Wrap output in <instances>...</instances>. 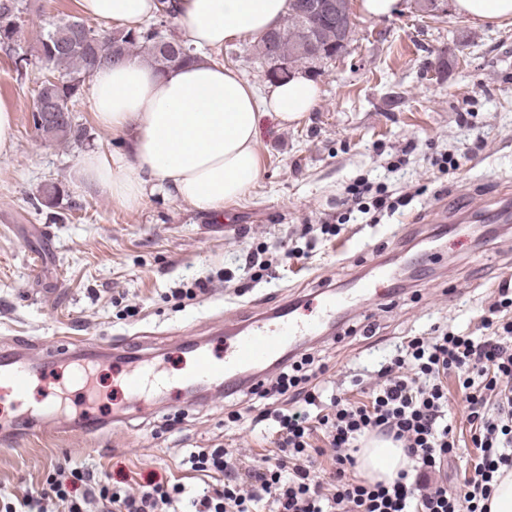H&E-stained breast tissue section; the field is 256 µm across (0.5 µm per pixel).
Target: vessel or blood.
<instances>
[{"mask_svg": "<svg viewBox=\"0 0 512 512\" xmlns=\"http://www.w3.org/2000/svg\"><path fill=\"white\" fill-rule=\"evenodd\" d=\"M388 273L377 269L371 276L356 279L350 288L324 289L304 299L287 302L247 320H228L213 333L212 346L196 341L184 345V352L193 357V367L182 374L180 384L184 394L191 395L209 387L228 394L242 387L259 385L274 366L283 362L292 350L307 338L321 335L327 324L342 309L381 296L388 297L385 288ZM80 363L70 371L73 387L84 392L82 409L74 418L75 429L90 432L105 424L118 425L125 413L103 417L94 410V395L90 391L89 369L112 363L124 369V385L128 403L141 408L148 393L163 388L159 370L146 363L143 355L129 352L123 345L103 349L82 345L78 348ZM49 361L25 362L18 353H0V381L7 383L17 399H24L35 375L45 372ZM62 403L58 396L43 397L30 411L32 426L60 422Z\"/></svg>", "mask_w": 512, "mask_h": 512, "instance_id": "1", "label": "vessel or blood"}]
</instances>
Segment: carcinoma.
I'll list each match as a JSON object with an SVG mask.
<instances>
[{
  "label": "carcinoma",
  "instance_id": "obj_1",
  "mask_svg": "<svg viewBox=\"0 0 512 512\" xmlns=\"http://www.w3.org/2000/svg\"><path fill=\"white\" fill-rule=\"evenodd\" d=\"M321 0H288L286 21L269 38H259L254 44L260 58L272 57L274 62H287L295 67L336 54V45L315 54L311 41L322 45L332 38L331 14L313 8ZM26 10L25 0H0V45L15 50L19 33V18ZM176 18L169 3L156 20L139 29H103L86 20L67 15L51 24L39 39L38 53L48 73L37 86V98L31 117L34 129L44 138L63 143H82L87 130L72 122L69 125L42 120L40 112L58 108H76L84 96L85 83L104 63L116 64L131 59L140 50L148 56L158 71L193 62L197 55L185 40L157 30Z\"/></svg>",
  "mask_w": 512,
  "mask_h": 512
}]
</instances>
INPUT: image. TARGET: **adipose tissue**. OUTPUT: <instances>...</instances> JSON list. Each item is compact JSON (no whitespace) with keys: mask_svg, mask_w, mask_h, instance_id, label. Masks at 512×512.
Masks as SVG:
<instances>
[{"mask_svg":"<svg viewBox=\"0 0 512 512\" xmlns=\"http://www.w3.org/2000/svg\"><path fill=\"white\" fill-rule=\"evenodd\" d=\"M80 11L120 27L154 16L156 0H77ZM183 38L199 54L190 64L158 73L137 59L101 66L90 80L97 123L129 137L127 152H86L72 171L80 191L98 190L114 201L138 204L147 190L210 211L242 197L261 169V122L303 119L320 89L312 78L292 75L258 98L224 64L226 43L278 28L288 0H176ZM455 12L475 24L512 18V0H454ZM368 479L388 482L406 465L403 449L371 438L361 452Z\"/></svg>","mask_w":512,"mask_h":512,"instance_id":"ef3b65f1","label":"adipose tissue"}]
</instances>
